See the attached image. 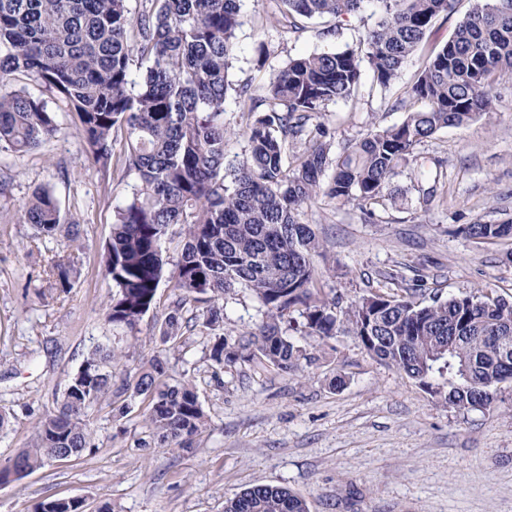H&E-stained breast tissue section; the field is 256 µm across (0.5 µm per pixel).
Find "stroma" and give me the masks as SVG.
Returning <instances> with one entry per match:
<instances>
[{
  "instance_id": "obj_1",
  "label": "stroma",
  "mask_w": 512,
  "mask_h": 512,
  "mask_svg": "<svg viewBox=\"0 0 512 512\" xmlns=\"http://www.w3.org/2000/svg\"><path fill=\"white\" fill-rule=\"evenodd\" d=\"M242 15L229 78L256 91L288 59L363 49L377 20L368 6L336 23L303 21L291 33L277 21L279 0H243ZM427 52L420 47L387 91L367 70L352 98L328 103L319 120L336 147L405 119L395 103ZM495 95L492 114L418 145L391 181L392 199L370 213L324 194L304 205L301 220L322 246L316 278L328 296L345 306L419 281L445 297L512 302V238L475 244L454 233L460 224L512 220V76L498 78ZM54 111L58 131L39 148L0 151V411L9 417L0 466L30 443L33 421L60 402L91 351L110 346L122 359L112 366L111 405L93 413L95 448L0 486V512H33L49 496L84 501L86 512L106 504L112 512H224L226 499L259 485L289 489L309 512H512V384H501L488 408L457 409L373 359L351 333L323 340L301 332L297 312L290 336L313 363L288 373L249 365L218 373L213 333L194 320L203 303L184 311L181 339L161 342L174 299L166 281L134 330L107 322L113 288L102 247L135 180L122 175V141L107 166L90 164L71 113L60 104ZM41 187L53 190L63 217L78 220L80 246L38 236L18 218ZM58 254L73 259L66 293L47 273ZM222 303L227 339L256 331L263 309L249 290ZM156 357L167 383H192L206 414L191 450L141 444L148 405L122 390ZM124 403L130 411L122 416Z\"/></svg>"
}]
</instances>
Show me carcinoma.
Returning <instances> with one entry per match:
<instances>
[{"label": "carcinoma", "instance_id": "1", "mask_svg": "<svg viewBox=\"0 0 512 512\" xmlns=\"http://www.w3.org/2000/svg\"><path fill=\"white\" fill-rule=\"evenodd\" d=\"M134 15L128 0H0V150L26 153L57 131L49 101L66 104L78 118V135L95 164L112 157L114 134H124L123 176L138 181L116 208L104 246L105 274L116 288L106 319L132 329L155 304L167 260L163 245L172 226L187 225L186 242L171 276L176 300L162 336L181 329L187 301L207 295L215 304L203 326L224 329L216 301L237 288L264 308L258 332L230 343L218 337L211 359L220 368L264 359L288 371L309 360L284 335L291 309L303 307L304 328L322 338L352 333L372 358L401 370L425 392L457 409L491 405L500 384L512 382V302L488 296L419 298L372 294L338 310L314 288L320 243L300 221L302 205L325 193L360 208L386 200L395 171L425 139L493 109V84L512 74V0H474L448 41L428 55L424 68L396 106L406 119L370 130L334 152V135L316 121L330 102L349 99L360 84L362 63L387 90L407 58L451 0H281V23L339 19L374 3L378 20L364 54L352 49L291 58L273 70L255 98L251 85L228 80L229 60L242 25L241 0H152ZM149 62L131 79V62ZM23 73L40 88L34 96L12 88ZM234 97L255 113L242 159L227 160L224 105ZM301 149L288 155V143ZM20 218L44 237L68 223L48 189L35 191ZM481 244L512 238V221L476 222L455 229ZM70 262H51L50 275L71 288ZM110 348L91 353L70 377L56 408L34 425L30 444L0 467V485L19 480L51 461L69 462L96 447L91 413L112 392ZM166 366L153 360L132 397L148 401L144 424L166 447L189 449L206 416L188 382L169 385ZM34 512H84L80 500L48 497ZM224 512H309L286 488L256 486L225 502Z\"/></svg>", "mask_w": 512, "mask_h": 512}]
</instances>
